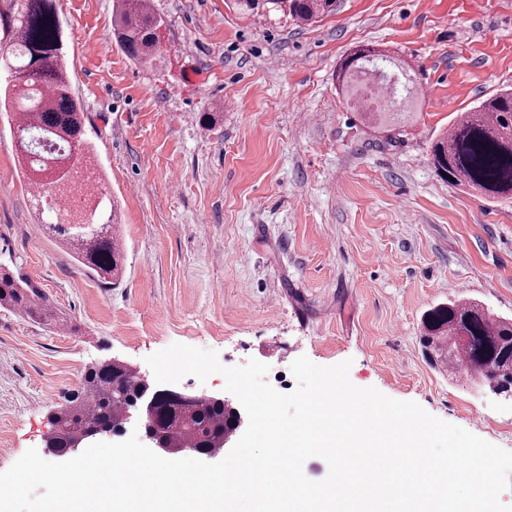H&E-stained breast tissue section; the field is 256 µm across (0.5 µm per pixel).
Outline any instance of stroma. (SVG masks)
<instances>
[{
  "label": "stroma",
  "mask_w": 512,
  "mask_h": 512,
  "mask_svg": "<svg viewBox=\"0 0 512 512\" xmlns=\"http://www.w3.org/2000/svg\"><path fill=\"white\" fill-rule=\"evenodd\" d=\"M159 59L116 45L112 0H57L73 85L119 208L125 266L115 282L43 232L0 114V264L39 288L46 326L0 308V471L28 449L49 458L52 417L89 366L180 343L222 365L351 361L373 387L512 451V398L433 367L423 314L453 298L512 317V202L491 203L435 173L446 127L512 86V0H336L303 25L231 0H151ZM394 51L433 86L422 117L387 142L336 66L358 44ZM219 112L215 126L200 115Z\"/></svg>",
  "instance_id": "obj_1"
}]
</instances>
